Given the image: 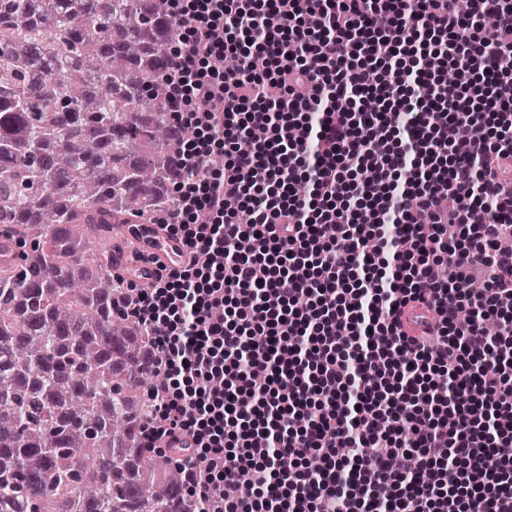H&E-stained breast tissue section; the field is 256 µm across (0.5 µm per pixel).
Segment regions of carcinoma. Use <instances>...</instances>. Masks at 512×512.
I'll return each mask as SVG.
<instances>
[{
	"label": "carcinoma",
	"instance_id": "obj_1",
	"mask_svg": "<svg viewBox=\"0 0 512 512\" xmlns=\"http://www.w3.org/2000/svg\"><path fill=\"white\" fill-rule=\"evenodd\" d=\"M167 0H0V512H199L141 446L151 337L112 255L173 206Z\"/></svg>",
	"mask_w": 512,
	"mask_h": 512
}]
</instances>
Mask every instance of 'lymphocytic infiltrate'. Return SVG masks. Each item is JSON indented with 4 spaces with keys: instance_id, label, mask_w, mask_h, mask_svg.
<instances>
[{
    "instance_id": "f902f5d3",
    "label": "lymphocytic infiltrate",
    "mask_w": 512,
    "mask_h": 512,
    "mask_svg": "<svg viewBox=\"0 0 512 512\" xmlns=\"http://www.w3.org/2000/svg\"><path fill=\"white\" fill-rule=\"evenodd\" d=\"M169 2L162 91L196 136L159 222L191 258L125 282L144 447L205 512H512V0Z\"/></svg>"
}]
</instances>
